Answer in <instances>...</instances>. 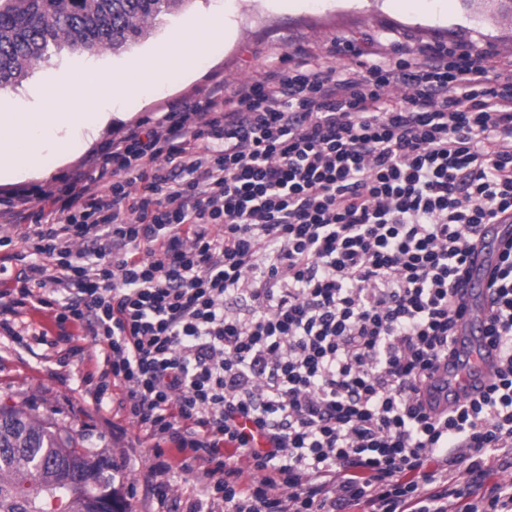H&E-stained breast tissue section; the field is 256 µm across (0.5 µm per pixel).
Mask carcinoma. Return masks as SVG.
I'll return each mask as SVG.
<instances>
[{
    "instance_id": "obj_1",
    "label": "carcinoma",
    "mask_w": 512,
    "mask_h": 512,
    "mask_svg": "<svg viewBox=\"0 0 512 512\" xmlns=\"http://www.w3.org/2000/svg\"><path fill=\"white\" fill-rule=\"evenodd\" d=\"M190 0H0V90L16 86L53 49H129ZM108 462L51 421L0 407V512H92L116 495ZM80 485L59 489L70 475Z\"/></svg>"
}]
</instances>
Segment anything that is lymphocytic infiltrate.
<instances>
[{
  "label": "lymphocytic infiltrate",
  "instance_id": "obj_1",
  "mask_svg": "<svg viewBox=\"0 0 512 512\" xmlns=\"http://www.w3.org/2000/svg\"><path fill=\"white\" fill-rule=\"evenodd\" d=\"M284 61L5 199L0 331L49 344L14 319L49 311L94 403L154 442L157 498L202 472L187 512H512V482L488 481L512 467V240L486 392L438 416L419 398L481 226L512 213V57Z\"/></svg>",
  "mask_w": 512,
  "mask_h": 512
}]
</instances>
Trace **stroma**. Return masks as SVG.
Masks as SVG:
<instances>
[{
  "mask_svg": "<svg viewBox=\"0 0 512 512\" xmlns=\"http://www.w3.org/2000/svg\"><path fill=\"white\" fill-rule=\"evenodd\" d=\"M219 9L230 34L224 41L212 43L208 53L198 59L194 76L186 79L171 74L141 103L128 105V118L113 120L94 141L91 152L100 151L112 138L146 118L192 101L213 79L236 84L280 65L283 55L297 44L326 51L349 43L366 53L394 40L416 46L470 41L512 56V12L502 9L497 0H482L477 7L469 0H433L428 12L412 16L393 11L391 0H189L178 17L204 19ZM167 37L168 26L163 23L129 50L81 56L66 49L52 52L21 85L0 90V105L24 104L56 76L77 79L91 65L108 74H124L131 63L149 56ZM91 152L50 164L41 178L0 184V197L51 184L83 167ZM66 352L63 344L22 349L10 340L0 341V405L51 419L85 448L110 458L123 472L114 486L126 512H185L187 500L200 493V477L168 473L166 479L175 495L163 503L154 499L149 485L150 442L129 420L92 402L85 393L81 370L64 365Z\"/></svg>",
  "mask_w": 512,
  "mask_h": 512,
  "instance_id": "obj_1",
  "label": "stroma"
}]
</instances>
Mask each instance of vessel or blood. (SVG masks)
<instances>
[{
	"mask_svg": "<svg viewBox=\"0 0 512 512\" xmlns=\"http://www.w3.org/2000/svg\"><path fill=\"white\" fill-rule=\"evenodd\" d=\"M512 238V226L487 224L480 230V247L468 265L470 277L465 290L466 310L456 320L453 338L454 357L424 398L429 412H437L467 397L479 396L488 386L496 352L484 335L489 301L488 282L502 243Z\"/></svg>",
	"mask_w": 512,
	"mask_h": 512,
	"instance_id": "1",
	"label": "vessel or blood"
}]
</instances>
